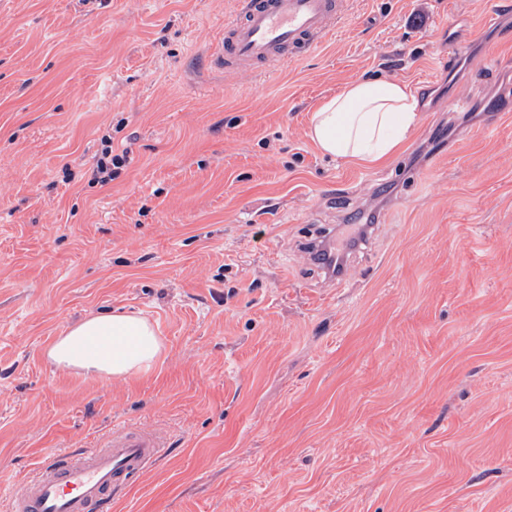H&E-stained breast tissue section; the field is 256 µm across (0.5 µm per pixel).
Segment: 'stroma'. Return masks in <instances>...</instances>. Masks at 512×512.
<instances>
[{
  "instance_id": "obj_1",
  "label": "stroma",
  "mask_w": 512,
  "mask_h": 512,
  "mask_svg": "<svg viewBox=\"0 0 512 512\" xmlns=\"http://www.w3.org/2000/svg\"><path fill=\"white\" fill-rule=\"evenodd\" d=\"M235 9L0 0V484L155 427L171 453L112 512H512V0H354L314 53L225 75ZM365 76L421 123L340 164L310 119ZM363 222L346 280L298 248ZM117 309L156 328L151 370L47 358ZM127 151L122 150L121 153H115L112 145L105 144L95 162L92 171V181L107 184L119 174V170L125 166L127 161Z\"/></svg>"
}]
</instances>
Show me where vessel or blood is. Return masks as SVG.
Instances as JSON below:
<instances>
[{
	"label": "vessel or blood",
	"instance_id": "b4317fda",
	"mask_svg": "<svg viewBox=\"0 0 512 512\" xmlns=\"http://www.w3.org/2000/svg\"><path fill=\"white\" fill-rule=\"evenodd\" d=\"M352 0H237L212 46V67L266 71L316 51L345 19ZM169 448L164 434L121 426L95 448L49 453L32 474L0 486L5 512H109L115 497Z\"/></svg>",
	"mask_w": 512,
	"mask_h": 512
}]
</instances>
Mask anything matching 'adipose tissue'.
I'll use <instances>...</instances> for the list:
<instances>
[{
  "instance_id": "adipose-tissue-1",
  "label": "adipose tissue",
  "mask_w": 512,
  "mask_h": 512,
  "mask_svg": "<svg viewBox=\"0 0 512 512\" xmlns=\"http://www.w3.org/2000/svg\"><path fill=\"white\" fill-rule=\"evenodd\" d=\"M420 120L418 99L397 78L363 77L315 109L309 137L325 155L344 163L377 164L407 142ZM163 343L142 314H93L48 347L56 366L84 375L126 379L149 371Z\"/></svg>"
}]
</instances>
